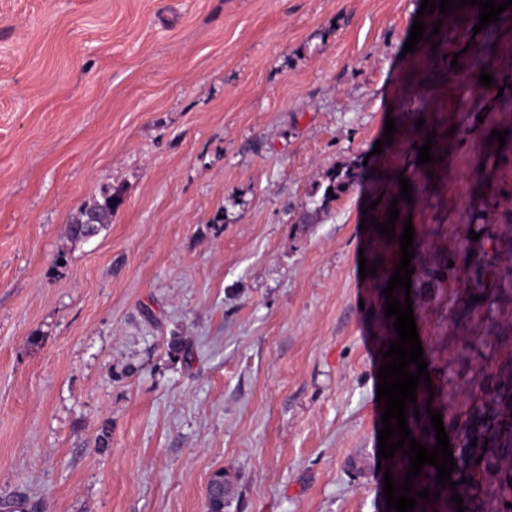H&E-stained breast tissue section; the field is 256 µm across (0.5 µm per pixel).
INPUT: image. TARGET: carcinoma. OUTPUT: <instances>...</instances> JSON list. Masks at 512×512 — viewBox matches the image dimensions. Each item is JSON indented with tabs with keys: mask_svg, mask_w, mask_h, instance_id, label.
Masks as SVG:
<instances>
[{
	"mask_svg": "<svg viewBox=\"0 0 512 512\" xmlns=\"http://www.w3.org/2000/svg\"><path fill=\"white\" fill-rule=\"evenodd\" d=\"M113 207L112 186L103 185L81 211L98 213L110 224ZM511 249V233L503 238L481 231L479 251L466 269L465 288L449 301L453 323L476 317L485 325V334L463 337L458 366L444 378L448 386L467 392L465 403L444 420L457 464L451 473L456 489L435 485L437 469L425 465L411 490L413 495L425 487L440 492L444 512H457L451 502L455 492L463 498L465 512H512V324L498 320V313L512 305V266L501 261L502 254ZM448 263V256L437 255L421 267L417 278L434 288L448 278ZM476 296L480 300H474ZM473 357L485 360L478 372L468 366ZM418 388L421 395L416 404L409 405L407 424L422 433V444L432 447L436 437L427 415L429 392L423 383ZM415 408L421 412L419 421L413 413ZM425 427L429 431H423ZM474 438L478 439L475 447L471 445ZM464 477L468 482H461ZM233 495L228 475L222 470L215 472L207 487L208 512H225Z\"/></svg>",
	"mask_w": 512,
	"mask_h": 512,
	"instance_id": "1",
	"label": "carcinoma"
}]
</instances>
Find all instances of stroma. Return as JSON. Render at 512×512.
Segmentation results:
<instances>
[{
	"instance_id": "35a3bbf8",
	"label": "stroma",
	"mask_w": 512,
	"mask_h": 512,
	"mask_svg": "<svg viewBox=\"0 0 512 512\" xmlns=\"http://www.w3.org/2000/svg\"><path fill=\"white\" fill-rule=\"evenodd\" d=\"M421 4L0 0V500L207 512L221 470L227 512H387L377 373L400 245L361 220L397 205L412 268L455 260L440 287L394 292L441 413L464 401L442 381L457 339L481 333L448 316L470 228L512 231V6L480 30L474 7ZM418 17L440 32L404 52ZM105 184L111 224L70 241ZM234 495L231 481L224 471L213 474L207 487L208 512H224L229 507Z\"/></svg>"
}]
</instances>
